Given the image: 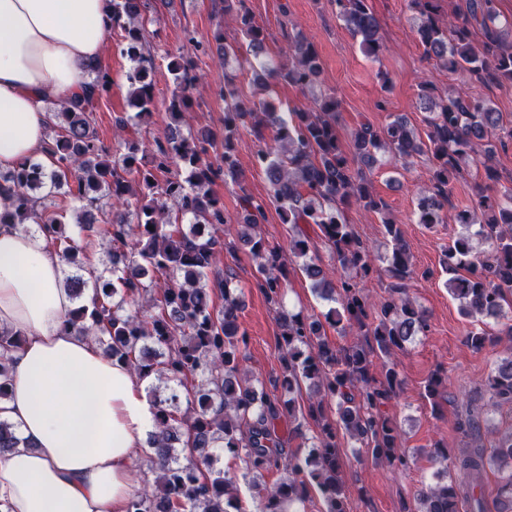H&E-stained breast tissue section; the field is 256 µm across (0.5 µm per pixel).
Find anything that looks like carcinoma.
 <instances>
[{"instance_id": "obj_1", "label": "carcinoma", "mask_w": 512, "mask_h": 512, "mask_svg": "<svg viewBox=\"0 0 512 512\" xmlns=\"http://www.w3.org/2000/svg\"><path fill=\"white\" fill-rule=\"evenodd\" d=\"M224 19L235 23L245 43H229L223 25L213 39L224 66V130L222 164L207 159L216 135L207 128L183 133L185 110L192 105L197 77L194 65L169 58L174 89L167 106L168 133L155 147L141 146L136 121L151 115L154 97L144 73L154 65L145 50L147 27L154 22L150 0H112V29L122 32L121 53L133 66L125 75L128 102L135 110L114 120L112 148L95 135L92 115L108 96L112 77L98 67L82 94L58 104L59 127H50L45 153L51 168L31 160L0 181L9 184V202L0 221L31 219L47 243L64 258V286L74 307L61 323L91 336L104 353L126 363L148 380L153 398L154 431L147 441L153 484L132 493L126 512H244L232 478L214 469L212 449L242 459L255 473L252 489L258 512H293L309 489L317 488L325 512H350L341 473V448L355 439L375 460L394 470L408 467L398 428L382 407L401 389L392 357L428 328L425 313L406 295L404 282L415 274L400 225L387 214V204L371 190L369 175L386 153L405 166L421 155L432 158L429 185L418 202V223L432 226L447 220L463 227L445 251L443 265L451 274L446 286L467 318L507 320L512 339V192L500 201L479 191L473 207L448 215L449 185L463 166L483 158L488 179L498 177L492 138L504 129L503 115L484 95L440 93L430 80L418 83L427 112L426 139L396 116L376 128L362 123L351 132V152L338 131L339 100L321 92L313 105L275 112L272 94L281 83L313 88L323 67L314 43L298 32L288 37L285 60L266 63V34L254 20L247 0H222ZM336 14L362 51L376 59L382 52L379 22L367 0H333ZM419 14L415 32L423 56L440 70L468 72L481 84L512 83V42L496 31L493 0H469L466 14L441 20L433 0H412ZM481 30L477 40L473 28ZM248 67L260 96L245 100L236 71ZM250 129L260 142L253 165L270 183L272 202L281 222L290 225L291 254L304 259L302 269L316 292L337 307L323 316L282 311L281 395L270 396L263 383L243 368L246 333L238 324L239 294L232 279L216 269L224 253L223 228L236 224L237 237L256 263L254 286L273 305L280 304L286 270L280 247L259 233L264 204L243 185L236 157L241 131ZM272 129L271 137L265 131ZM173 165L185 176L158 175ZM237 185L240 210L230 214L213 194L218 179ZM49 186L68 187L80 203L79 233L64 216L49 211ZM354 204L380 215L389 251V295L372 302L364 282L375 268L376 255L346 223L343 207ZM316 225L343 274L307 258V226ZM109 238L102 270L86 274L88 244ZM486 244L488 249L479 250ZM221 300V306L215 300ZM379 310L368 321L369 311ZM355 324L363 341L335 347L323 339L324 324L345 330ZM21 333L0 328V399L10 396L11 355ZM501 336L486 328L471 330L466 343L475 350L497 345ZM382 359L380 376L373 358ZM313 388L308 403L298 404L295 387ZM496 408L512 409V357L502 360L488 377ZM335 405V417L325 408ZM313 418L320 434L305 439L304 448L289 450L278 435L277 422L288 417L293 433L302 435L300 417ZM12 424L0 420V454L18 446ZM448 471L422 489L407 512H512V432L491 451L470 448L451 461ZM283 469L287 478L269 489L263 472ZM502 473L497 496L486 497L488 472Z\"/></svg>"}]
</instances>
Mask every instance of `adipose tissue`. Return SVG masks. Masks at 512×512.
<instances>
[{"instance_id": "adipose-tissue-1", "label": "adipose tissue", "mask_w": 512, "mask_h": 512, "mask_svg": "<svg viewBox=\"0 0 512 512\" xmlns=\"http://www.w3.org/2000/svg\"><path fill=\"white\" fill-rule=\"evenodd\" d=\"M112 28L110 0H0V170L43 157L48 102L81 94ZM64 262L37 230L0 224V327L11 354L0 419V512H124L153 424L144 383L92 337L61 328Z\"/></svg>"}]
</instances>
